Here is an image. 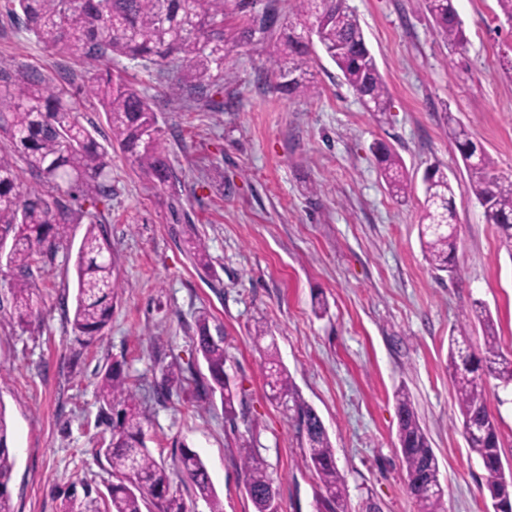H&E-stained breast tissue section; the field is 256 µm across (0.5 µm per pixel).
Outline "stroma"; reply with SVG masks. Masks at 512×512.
Returning <instances> with one entry per match:
<instances>
[{
    "instance_id": "35a3bbf8",
    "label": "stroma",
    "mask_w": 512,
    "mask_h": 512,
    "mask_svg": "<svg viewBox=\"0 0 512 512\" xmlns=\"http://www.w3.org/2000/svg\"><path fill=\"white\" fill-rule=\"evenodd\" d=\"M390 99L384 121L367 112L323 54L309 64L317 91L273 88L267 45L242 42L219 86L165 96L156 65L119 59L151 97L174 185L162 186L112 154V195L100 204L121 288L91 344L71 330L75 254L85 224H71L53 257L30 266L35 320L9 314L13 268L0 262V404L11 429L14 512H60L71 486L97 508L112 470L98 450L97 383L112 362L151 412L147 445L173 466L181 447L205 462L224 512H254L237 443L250 437L277 491L278 512H318L323 493L293 411L272 401L255 322L266 323L301 397L321 417L347 485L349 512H418L397 451L394 392L406 388L439 459L445 512H492L485 471L470 454L448 375V336L483 303L500 351L512 358V253L483 208L456 197L459 279L434 270L419 243L423 175L437 164L452 183L467 173L448 137L457 119L512 180V25L497 0H457L466 44L451 62L423 0H349ZM0 0V76L35 70L78 88L81 123L112 137L79 56L44 49ZM388 144L411 182L407 203L386 191L371 148ZM211 258L195 268L185 238ZM324 299L328 309L315 316ZM207 314L224 331L225 370L242 398L228 422L219 397L156 395L164 367L206 374L192 342Z\"/></svg>"
}]
</instances>
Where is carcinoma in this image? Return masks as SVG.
Here are the masks:
<instances>
[{
	"instance_id": "carcinoma-1",
	"label": "carcinoma",
	"mask_w": 512,
	"mask_h": 512,
	"mask_svg": "<svg viewBox=\"0 0 512 512\" xmlns=\"http://www.w3.org/2000/svg\"><path fill=\"white\" fill-rule=\"evenodd\" d=\"M25 29L45 48L77 54L95 68L85 93L97 98L125 159L160 185L173 177L161 143L157 118L149 100L112 61L125 58L157 65L175 62L183 68L177 88L202 93L224 79L230 49L225 34L227 0H16ZM439 35L455 54H462L465 35L455 0H424ZM257 0H237L249 24L241 39L255 34L266 37L278 30L269 44V58L278 79L275 88L295 96H309L315 84L306 78L305 66L314 53L308 34L317 37L323 54L341 72L345 83L376 119L385 117L389 94L376 59L358 50L366 35L348 0H296L295 19L279 21L276 13L255 12ZM77 92L67 83L54 82L31 71L11 85L0 88V137L9 139L11 150L0 152V226L13 233L7 264L17 270L11 288L10 319L20 326L32 325L29 280L36 255L49 257L63 239L65 225L90 222L76 253L77 293L72 320L76 336L89 343L112 316V302L119 288L115 276L112 243L95 212L74 210L63 196L84 197L96 206L112 195V159L80 122ZM448 133L458 149L468 182L462 192L473 197L495 224L502 242L512 251V180L495 174L494 162L474 141L464 125L448 116ZM389 195L399 203L408 200L410 182L401 158L387 144L372 147ZM45 187L43 194L23 191L21 169ZM456 191L448 175L434 165L425 171V207L420 242L425 258L437 271L454 279L457 234L437 229L455 223ZM188 252L196 268L210 271L205 248L190 242ZM473 317L484 330V348L477 353L468 337L467 323L448 337V370L455 389L464 436L470 452L485 470L482 492L491 503L512 512V476L505 475L498 424L489 410L485 379L512 385V359L499 351L497 332L489 310L477 303ZM209 373L196 384L197 392H220L224 415L237 416L236 393L225 372L224 337L213 336L208 316L196 321L193 336ZM265 373L272 399L288 403L304 433L310 467L325 495L324 512H347L344 475L339 470L331 442L319 416L298 393L288 371L277 358L275 343L264 348ZM100 416L111 428L106 446L99 449L116 482L108 488L107 512H143L152 503L158 512H187L183 499L171 490L172 471L153 456L146 444L145 427L150 414L126 387L122 365L108 366L99 383ZM399 412L398 451L405 469L407 489L420 512H442L444 489L439 460L420 425L409 393L395 394ZM245 486L255 512H277L276 491L264 460L244 438L238 443ZM15 459L9 446V427L0 407V512H14L9 484ZM209 512H224L208 469L200 456L184 446L175 464Z\"/></svg>"
}]
</instances>
